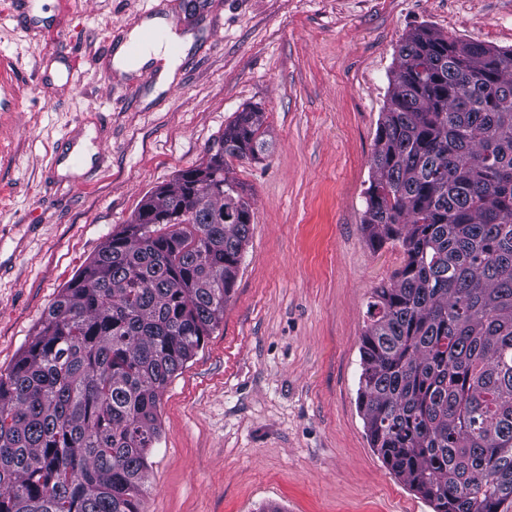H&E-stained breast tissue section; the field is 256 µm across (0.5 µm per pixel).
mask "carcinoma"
I'll return each mask as SVG.
<instances>
[{"mask_svg":"<svg viewBox=\"0 0 512 512\" xmlns=\"http://www.w3.org/2000/svg\"><path fill=\"white\" fill-rule=\"evenodd\" d=\"M374 139L361 224L404 265L375 288L358 404L370 447L433 512H512V48L422 30ZM146 195L0 373V512H143L158 401L224 319L254 212L228 158Z\"/></svg>","mask_w":512,"mask_h":512,"instance_id":"cac0c4a2","label":"carcinoma"}]
</instances>
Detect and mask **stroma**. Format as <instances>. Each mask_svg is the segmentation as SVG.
Segmentation results:
<instances>
[{"label": "stroma", "instance_id": "obj_1", "mask_svg": "<svg viewBox=\"0 0 512 512\" xmlns=\"http://www.w3.org/2000/svg\"><path fill=\"white\" fill-rule=\"evenodd\" d=\"M79 75L40 85L46 42L0 22V371L142 198L198 165L238 112L271 148L227 164L255 212L224 319L160 398L144 512H432L369 445L358 407L373 288L403 262L361 229L396 47L427 28L512 48V0H51ZM189 37L164 87L101 54L142 17ZM104 125L87 186L48 176ZM83 136L81 129L74 130L68 138V147L65 151L58 153L52 162L53 174L60 166H69L77 170H83L85 165L84 151L80 140Z\"/></svg>", "mask_w": 512, "mask_h": 512}]
</instances>
